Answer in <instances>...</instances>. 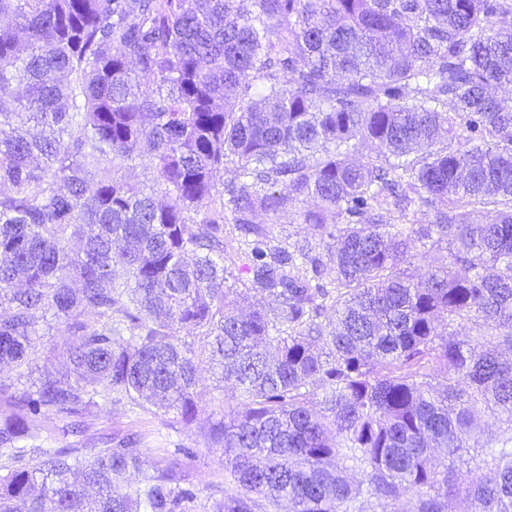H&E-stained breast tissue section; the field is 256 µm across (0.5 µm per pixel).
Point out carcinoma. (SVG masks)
Instances as JSON below:
<instances>
[{
	"label": "carcinoma",
	"mask_w": 512,
	"mask_h": 512,
	"mask_svg": "<svg viewBox=\"0 0 512 512\" xmlns=\"http://www.w3.org/2000/svg\"><path fill=\"white\" fill-rule=\"evenodd\" d=\"M236 2L0 0V367L29 365L49 310L73 366L0 421V512H188L123 441L22 460L31 416L77 432L101 390L189 424L207 368L242 399L209 429L217 512H512V98L489 93L512 84V0ZM365 143L379 159L354 162ZM145 162L161 202L128 180ZM307 199L320 250L256 223ZM414 204L435 223L391 221ZM430 239L447 252L417 276ZM485 413L507 434L482 444ZM476 447L494 477L459 494Z\"/></svg>",
	"instance_id": "cac0c4a2"
}]
</instances>
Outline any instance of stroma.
I'll list each match as a JSON object with an SVG mask.
<instances>
[{"label": "stroma", "mask_w": 512, "mask_h": 512, "mask_svg": "<svg viewBox=\"0 0 512 512\" xmlns=\"http://www.w3.org/2000/svg\"><path fill=\"white\" fill-rule=\"evenodd\" d=\"M68 335L64 323L55 316H48L40 331L35 355L28 373L15 383L11 393H0V417L13 410L12 395L34 391L44 367H51L56 375L67 372L60 353ZM199 412L191 424H184L174 413L153 408L130 407L111 404L109 397H100L99 405L91 409L83 420L81 434L64 438L59 429L63 418L52 414H39L35 422L41 433L38 448L30 449L25 463H35L39 448H59L74 444L79 448H100L110 438L135 436L131 450L145 461L147 467L175 466L185 477L186 488L196 499L193 512H215L216 505L233 484L224 470L223 449L212 446L208 428L212 421L239 407V392L233 388H220L216 376L203 373L199 386Z\"/></svg>", "instance_id": "35a3bbf8"}]
</instances>
